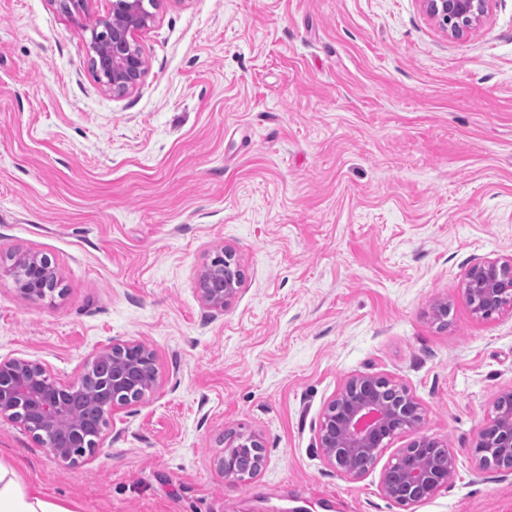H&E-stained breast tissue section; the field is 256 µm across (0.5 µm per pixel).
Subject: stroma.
Segmentation results:
<instances>
[{"label":"stroma","instance_id":"35a3bbf8","mask_svg":"<svg viewBox=\"0 0 512 512\" xmlns=\"http://www.w3.org/2000/svg\"><path fill=\"white\" fill-rule=\"evenodd\" d=\"M108 7L0 0V261L58 271L39 301L0 276V360L72 381L138 341L157 386L79 465L3 419L0 454L72 512H512V470L467 455L512 389V314L463 296L512 256V0L459 38L422 0H155L122 95L91 66ZM223 248L244 281L220 311L199 276ZM355 373L421 401L447 489L400 506L324 461L320 414ZM230 431L267 456L240 484L217 467Z\"/></svg>","mask_w":512,"mask_h":512}]
</instances>
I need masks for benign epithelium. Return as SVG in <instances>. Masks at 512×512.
<instances>
[{
  "label": "benign epithelium",
  "mask_w": 512,
  "mask_h": 512,
  "mask_svg": "<svg viewBox=\"0 0 512 512\" xmlns=\"http://www.w3.org/2000/svg\"><path fill=\"white\" fill-rule=\"evenodd\" d=\"M427 12L448 34L460 37L485 14L489 0H423ZM152 15L144 0H110L101 38L91 36L93 59L105 66L98 79L108 90L124 93L145 75L135 33L148 26ZM5 273L24 285L20 292L29 300L46 298L53 289L43 283L57 277L48 258L35 252L19 255ZM203 303L214 310L224 309L242 285V273L232 252L218 253L199 278ZM464 298L471 315L478 319L495 312L512 310V258L483 260L466 272ZM104 362L108 369L91 373V365L80 372V381L100 392L92 404L94 418L80 416L86 403L79 386L53 374L43 364L25 358L0 360V419L40 428L47 436L63 435L49 445L62 461L77 465L92 455L109 428L112 416L125 406L142 400L155 382L142 378L146 370L155 372V353L136 341L114 342L96 353L92 362ZM423 420V408L410 389L386 377L358 373L349 376L326 403L318 423L319 450L325 461L344 478L357 481L370 469L352 465L358 456L375 465L381 449L395 436L416 430ZM489 424L494 434L482 428L467 454L476 469L490 463L492 449L503 454L498 466L512 469V391L501 392L492 404ZM267 462L259 435L232 433L219 461L224 478L245 482L263 470ZM457 466V457L436 440L417 437L382 468L379 488L382 495L402 506L419 504L448 486V476Z\"/></svg>",
  "instance_id": "1"
}]
</instances>
